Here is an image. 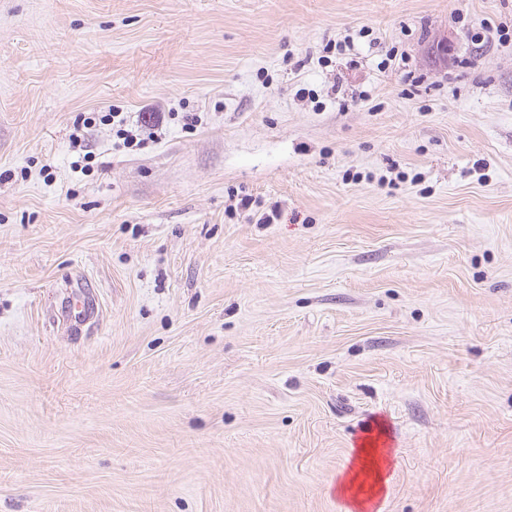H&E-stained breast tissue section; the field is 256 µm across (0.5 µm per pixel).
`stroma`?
Returning <instances> with one entry per match:
<instances>
[{"mask_svg":"<svg viewBox=\"0 0 512 512\" xmlns=\"http://www.w3.org/2000/svg\"><path fill=\"white\" fill-rule=\"evenodd\" d=\"M501 22L0 0V512H347L369 436L380 512H512ZM369 446L367 444L360 446L354 464L350 467L345 480L338 487V491L342 495H348L350 504L361 510L365 508V504L370 500L359 499L357 494L351 493L360 475L371 472L374 475L375 484L380 489H382L383 482L381 455L378 454V448H365Z\"/></svg>","mask_w":512,"mask_h":512,"instance_id":"obj_1","label":"stroma"}]
</instances>
